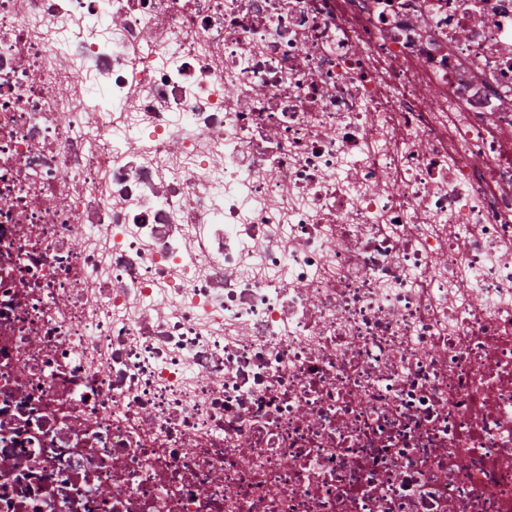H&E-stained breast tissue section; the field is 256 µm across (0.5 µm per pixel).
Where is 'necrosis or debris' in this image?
<instances>
[{
    "mask_svg": "<svg viewBox=\"0 0 512 512\" xmlns=\"http://www.w3.org/2000/svg\"><path fill=\"white\" fill-rule=\"evenodd\" d=\"M0 512H512V0H0Z\"/></svg>",
    "mask_w": 512,
    "mask_h": 512,
    "instance_id": "4bbe7bcc",
    "label": "necrosis or debris"
}]
</instances>
